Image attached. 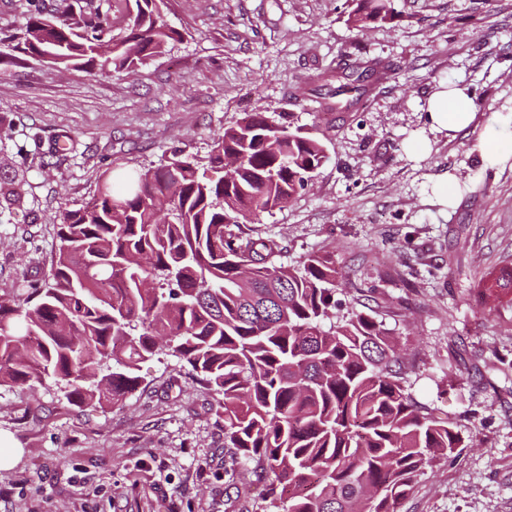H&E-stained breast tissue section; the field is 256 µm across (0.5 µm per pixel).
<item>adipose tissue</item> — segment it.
Here are the masks:
<instances>
[{"mask_svg": "<svg viewBox=\"0 0 512 512\" xmlns=\"http://www.w3.org/2000/svg\"><path fill=\"white\" fill-rule=\"evenodd\" d=\"M425 119L431 131L447 137L467 129L475 119V103L466 86L444 84L429 97ZM512 123V116L492 112L482 133L476 138L473 149L481 162L488 167L512 158V136L501 133L503 126Z\"/></svg>", "mask_w": 512, "mask_h": 512, "instance_id": "ef3b65f1", "label": "adipose tissue"}]
</instances>
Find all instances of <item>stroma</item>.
Returning a JSON list of instances; mask_svg holds the SVG:
<instances>
[{
	"instance_id": "1",
	"label": "stroma",
	"mask_w": 512,
	"mask_h": 512,
	"mask_svg": "<svg viewBox=\"0 0 512 512\" xmlns=\"http://www.w3.org/2000/svg\"><path fill=\"white\" fill-rule=\"evenodd\" d=\"M393 20L358 32L352 0H166L182 41L135 75L62 70L0 54V176L22 203L0 207V294L48 273L63 209L93 198L112 167L206 156L247 114L303 128L327 161L253 236L281 261L329 251L336 311L365 308L408 368L405 388L451 417L465 445L427 467L398 512H512V295L476 281L512 265V162L483 168L470 145L490 110L512 108V0H395ZM377 64L362 104L317 111L309 75ZM443 83L476 106L455 138L424 108ZM428 135V158L407 144ZM467 180L453 209L438 176ZM109 410L70 406L59 388H0V432L19 444L0 469V512H259L251 467L230 468L219 396L170 355Z\"/></svg>"
}]
</instances>
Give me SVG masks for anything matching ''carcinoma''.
<instances>
[{
  "instance_id": "obj_1",
  "label": "carcinoma",
  "mask_w": 512,
  "mask_h": 512,
  "mask_svg": "<svg viewBox=\"0 0 512 512\" xmlns=\"http://www.w3.org/2000/svg\"><path fill=\"white\" fill-rule=\"evenodd\" d=\"M121 36L99 10L36 2L0 47L56 67L134 72L181 39L164 0H125ZM359 0L348 22L395 17ZM368 69L336 73L366 91ZM326 159L302 129L254 112L213 139L205 162L173 154L114 168L92 201L62 213L50 275L0 296V387L50 378L74 407L106 410L166 350L222 397L224 448L252 463L261 512H398L418 477L464 444L451 418L418 406L394 340L362 310L334 312L328 252L277 261L280 241L242 225L290 202ZM478 288L512 291V266ZM329 327H324V323Z\"/></svg>"
}]
</instances>
